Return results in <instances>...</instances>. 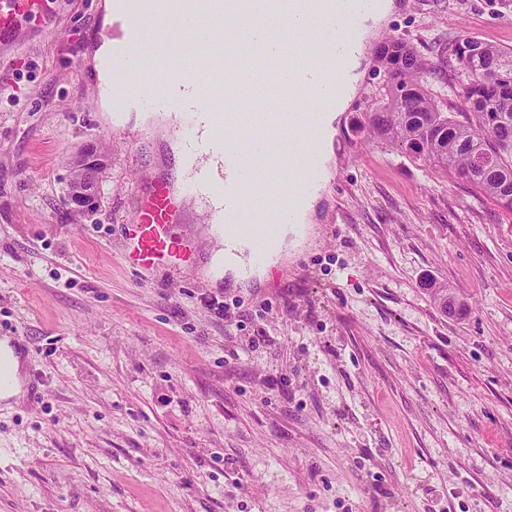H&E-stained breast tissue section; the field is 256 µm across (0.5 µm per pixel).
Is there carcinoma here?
<instances>
[{
  "mask_svg": "<svg viewBox=\"0 0 512 512\" xmlns=\"http://www.w3.org/2000/svg\"><path fill=\"white\" fill-rule=\"evenodd\" d=\"M456 56L468 77L458 91L467 120L443 111L428 88L427 64L396 42L379 52L386 84L359 130L396 143L512 213V49L465 36Z\"/></svg>",
  "mask_w": 512,
  "mask_h": 512,
  "instance_id": "carcinoma-1",
  "label": "carcinoma"
}]
</instances>
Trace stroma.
<instances>
[{
    "label": "stroma",
    "mask_w": 512,
    "mask_h": 512,
    "mask_svg": "<svg viewBox=\"0 0 512 512\" xmlns=\"http://www.w3.org/2000/svg\"><path fill=\"white\" fill-rule=\"evenodd\" d=\"M102 2L56 0L50 28L0 51V336L28 337L41 378L37 402H0V512H512V214L354 129L384 83L371 63L300 253L263 281H213L211 218L190 200L175 231L195 262L138 272L122 230L176 176V132L133 118L113 134L91 63ZM396 2L369 53L409 44L459 111L454 47L511 49L512 0ZM88 147L107 167L79 212Z\"/></svg>",
    "instance_id": "1"
}]
</instances>
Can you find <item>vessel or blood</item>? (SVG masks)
<instances>
[{
	"label": "vessel or blood",
	"instance_id": "obj_1",
	"mask_svg": "<svg viewBox=\"0 0 512 512\" xmlns=\"http://www.w3.org/2000/svg\"><path fill=\"white\" fill-rule=\"evenodd\" d=\"M293 3L300 16L316 23L314 61L290 55L281 39L267 53L258 51V42L283 25L282 13L264 9L250 27L225 37L222 50L233 59L232 72L225 75L215 72L203 39L184 37L198 29L199 17L209 11L208 0H114V58L139 73L138 81L129 83V93L142 94L155 82L166 84L172 95L146 99L147 108L181 112L186 123L181 157L186 177L160 181L137 199L138 221L124 230L123 259L128 265L147 271L191 259V242L173 230L187 199L218 201L229 210L236 203L233 185L262 179L269 189L253 207V216L267 212L272 223L287 224L293 194L323 185V176L310 162L303 165L301 181H291V143L302 136V124L312 123V113L295 105L272 112L267 103L272 96H292L302 88L320 101L333 96L336 59L349 44L350 27L373 0ZM52 16L51 0H0V48H15L27 25L49 26Z\"/></svg>",
	"mask_w": 512,
	"mask_h": 512
}]
</instances>
